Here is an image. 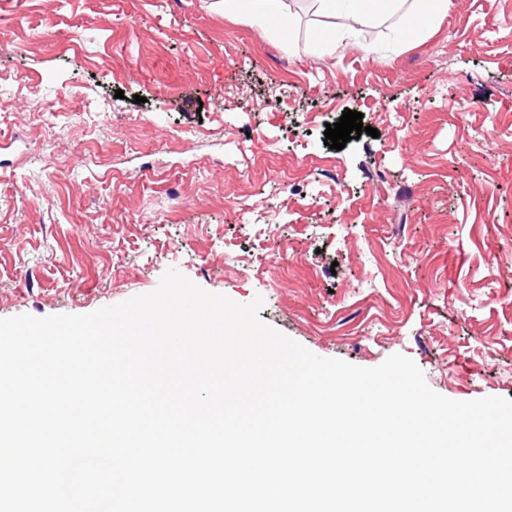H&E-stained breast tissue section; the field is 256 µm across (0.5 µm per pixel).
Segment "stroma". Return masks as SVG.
I'll return each mask as SVG.
<instances>
[{
  "label": "stroma",
  "mask_w": 512,
  "mask_h": 512,
  "mask_svg": "<svg viewBox=\"0 0 512 512\" xmlns=\"http://www.w3.org/2000/svg\"><path fill=\"white\" fill-rule=\"evenodd\" d=\"M411 18H354L368 57L319 51L339 19L302 7L264 35L211 0H0V318L88 314L175 268L262 296L317 356L402 354L449 399H512V137L489 134L512 126V0H448L417 41ZM347 109L380 135L330 149Z\"/></svg>",
  "instance_id": "1"
}]
</instances>
